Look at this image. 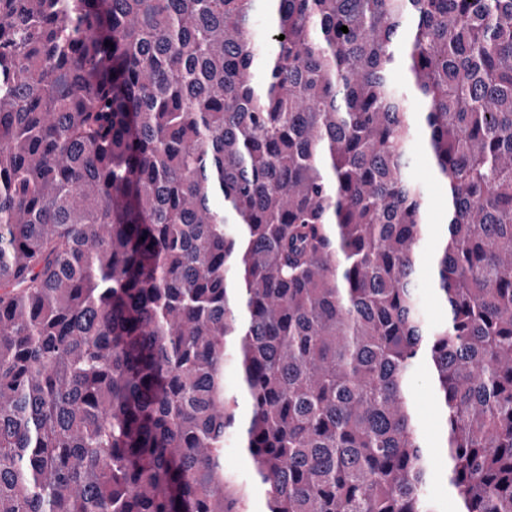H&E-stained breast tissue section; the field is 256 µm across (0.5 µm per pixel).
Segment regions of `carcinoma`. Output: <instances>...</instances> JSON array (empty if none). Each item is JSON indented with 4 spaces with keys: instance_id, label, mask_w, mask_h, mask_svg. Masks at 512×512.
Returning <instances> with one entry per match:
<instances>
[{
    "instance_id": "obj_1",
    "label": "carcinoma",
    "mask_w": 512,
    "mask_h": 512,
    "mask_svg": "<svg viewBox=\"0 0 512 512\" xmlns=\"http://www.w3.org/2000/svg\"><path fill=\"white\" fill-rule=\"evenodd\" d=\"M231 442L263 512H512V0H0V512H249ZM409 170L414 179L427 184L428 193L432 201V220L436 224V226L433 227L435 231L434 236L432 237L433 239L435 235L439 234L441 231L440 222L442 220L443 210L445 207V197L443 195L442 187L431 179L429 159L424 151L420 139L416 141L413 150L410 153ZM419 291L425 300L430 318L433 321L443 320L445 317V312L442 305L438 302L432 291V281L428 266L422 270L419 283ZM414 398L417 403L423 429L430 445L437 443L439 438V414L431 396L428 375L425 370L418 372L414 385ZM224 468L227 472L233 474L239 482L250 483L251 463L238 449L225 448ZM436 469L438 475L433 484L429 487V494L437 505V510L443 512L458 510L455 495L449 483L447 484L444 478L446 463L441 457H438L436 460Z\"/></svg>"
}]
</instances>
